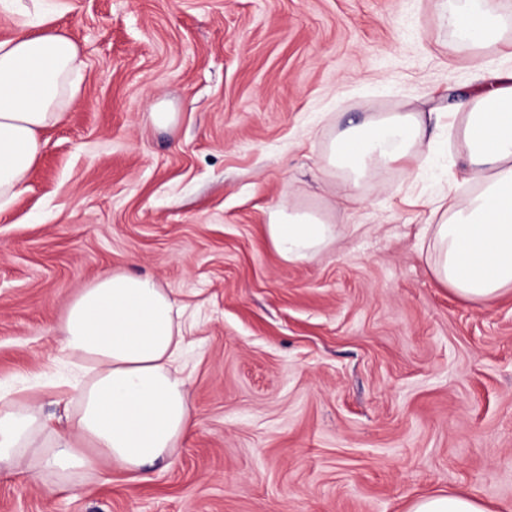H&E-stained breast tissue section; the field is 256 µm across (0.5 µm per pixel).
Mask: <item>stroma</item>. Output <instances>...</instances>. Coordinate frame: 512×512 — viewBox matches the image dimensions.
Masks as SVG:
<instances>
[{"mask_svg": "<svg viewBox=\"0 0 512 512\" xmlns=\"http://www.w3.org/2000/svg\"><path fill=\"white\" fill-rule=\"evenodd\" d=\"M67 4L79 91L0 215V384L64 417L55 329L131 270L182 310L198 425L146 483L106 466L73 494L1 471L0 512H409L448 493L512 512V291L459 298L422 236L461 141L436 139L421 179L355 187L324 161L349 122L470 91L435 0ZM282 204L325 214L335 242L280 259Z\"/></svg>", "mask_w": 512, "mask_h": 512, "instance_id": "stroma-1", "label": "stroma"}]
</instances>
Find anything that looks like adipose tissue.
Masks as SVG:
<instances>
[{
    "label": "adipose tissue",
    "mask_w": 512,
    "mask_h": 512,
    "mask_svg": "<svg viewBox=\"0 0 512 512\" xmlns=\"http://www.w3.org/2000/svg\"><path fill=\"white\" fill-rule=\"evenodd\" d=\"M443 17L469 49L476 86L454 110L460 118L462 202L431 212L425 232L434 276L460 298L487 303L512 290V71H486L482 57L500 53L506 22L499 0H459ZM65 0H0L18 30L0 41V211L28 187L41 135L61 123L83 68L80 48L52 31ZM417 110L368 116L335 134L327 163L353 182L393 166L420 177L430 122ZM267 234L285 261L313 257L336 235L311 210L281 205ZM80 371L78 406L65 431L50 429L35 398L0 389V471L27 462L36 477L76 491L102 465L146 481L197 425L188 382L175 358L184 344L170 291L150 277L102 272L68 304L57 329Z\"/></svg>",
    "instance_id": "obj_1"
}]
</instances>
